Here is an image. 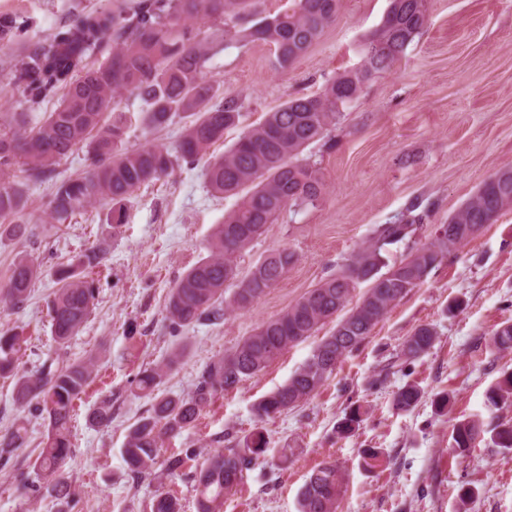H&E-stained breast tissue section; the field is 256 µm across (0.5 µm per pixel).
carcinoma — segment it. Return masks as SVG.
Returning <instances> with one entry per match:
<instances>
[{"instance_id": "1", "label": "carcinoma", "mask_w": 512, "mask_h": 512, "mask_svg": "<svg viewBox=\"0 0 512 512\" xmlns=\"http://www.w3.org/2000/svg\"><path fill=\"white\" fill-rule=\"evenodd\" d=\"M254 0H119L108 11L90 10L57 32L52 40L26 54L15 65L11 81L22 89L27 102L40 105L59 99L41 122L31 125L28 112H0V228L13 235L31 236L35 226L24 219L27 204L24 184L14 180L18 167L28 180L38 181L55 170L74 151L87 155L86 170L55 183L48 215L63 224L76 213L96 205L107 208L110 224L125 218V202L141 186L157 181L183 162L205 161L208 188L236 197L211 236L209 255L190 267L170 289L166 312L177 331L196 323L221 324L234 311L248 310L265 291L282 279L295 263L294 252L279 248L261 258L250 273L237 279V255L259 237L266 225L288 207H315L322 199L320 170L302 159L306 147L323 142L335 146L330 136L344 109L358 99L364 86L389 71L422 33L427 21L426 0H388L381 22L363 40L359 67L336 75L323 90L296 97L266 113L262 122L243 133L224 155L206 158L212 145L236 125L244 108L237 98L215 101L216 89L205 79L206 64L224 44V37L245 43L274 46L277 67L286 70L302 57L336 20L339 0H291L288 9L264 15L252 9ZM223 27L200 37L203 22ZM25 30L15 18L0 14V44L24 42ZM98 53V65L88 58ZM144 105L147 133L173 122L179 114L192 120L183 130L175 151L149 145L122 148L125 119L120 108L124 95ZM512 209V166L490 175L474 196L461 205L429 241L418 245L416 234L428 209L412 204L396 221L380 224L373 236L340 266L281 315L264 321L231 352L208 362L200 372L193 395L187 399L157 394L166 373L181 359L184 349H174L167 360L139 372L136 390L154 400L151 412L130 429L123 455L134 480L152 476L164 439L190 427L213 397L236 388L262 372L288 347L313 335L336 319L333 331L314 347L310 357L288 380L257 402L254 415L262 422L295 408L316 393L332 375L341 358L360 347L390 309L430 273ZM403 244L407 252L389 263V246ZM107 251L87 250L55 271L59 287L49 305L51 332L59 349L66 348L87 322L95 305L93 269L105 264ZM40 275L34 262L18 257L0 301L12 307L25 305ZM366 289L349 313L336 318L356 286ZM231 293H226V287ZM436 338L435 329L421 325L403 343L402 356L412 361L425 354ZM18 336L0 332V375L15 374ZM490 345L499 352L512 351V323L495 328ZM94 364L88 360L46 362L20 375L14 400L22 408L33 406L47 421L43 447L33 461L37 476L48 481L47 491L59 500L72 492L62 476L71 452L70 421L74 401L89 386ZM421 391L407 383L393 395L395 410L407 412L420 401ZM488 404L500 409L512 402V371H505L487 395ZM361 406H351L338 422L339 434L354 433L362 422ZM94 426L112 422V402L102 400L89 414ZM477 420L452 426V447L463 458L481 435ZM19 425L0 435V457L8 458L25 442ZM495 448H512V423L493 428ZM266 452V440L256 431L240 448L217 451L204 459L193 475L196 512H223L224 500L235 495L243 472ZM367 469L388 464L380 448H365ZM342 492L339 467L321 463L306 479L298 495V512H337ZM153 512H183L178 497L160 493Z\"/></svg>"}]
</instances>
